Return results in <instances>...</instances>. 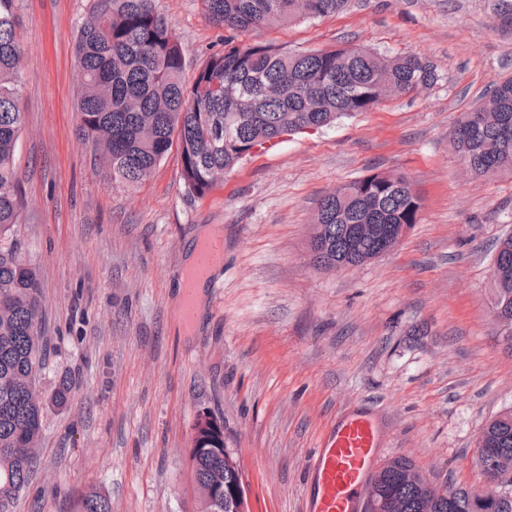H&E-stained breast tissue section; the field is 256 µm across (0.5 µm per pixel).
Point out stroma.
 <instances>
[{"mask_svg": "<svg viewBox=\"0 0 512 512\" xmlns=\"http://www.w3.org/2000/svg\"><path fill=\"white\" fill-rule=\"evenodd\" d=\"M89 0H17L24 128L16 152L21 253L41 288L50 357L38 462L12 512H71L85 491L112 512H196L185 462L207 413L244 476L250 512H306L310 455L345 411L371 412L380 462L404 456L443 486H483L480 432L512 410V352L491 269L512 233V175L476 178L449 131L502 78L512 34L491 0H350L341 14L254 30L238 43L292 52L365 46L433 62L435 85L280 140L192 195L171 151L137 187L113 185L76 136L74 44ZM186 77L223 29L200 0H156ZM422 197L418 224L359 267L314 264L320 199L376 173ZM224 231V264L192 324L178 272L199 227Z\"/></svg>", "mask_w": 512, "mask_h": 512, "instance_id": "1", "label": "stroma"}]
</instances>
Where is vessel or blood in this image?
Wrapping results in <instances>:
<instances>
[{"label":"vessel or blood","mask_w":512,"mask_h":512,"mask_svg":"<svg viewBox=\"0 0 512 512\" xmlns=\"http://www.w3.org/2000/svg\"><path fill=\"white\" fill-rule=\"evenodd\" d=\"M224 261V240L213 237L196 251L185 276L187 289L209 281ZM379 432L366 413L342 416L321 439L309 461L307 512H358L366 475L378 452Z\"/></svg>","instance_id":"obj_1"}]
</instances>
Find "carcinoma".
Segmentation results:
<instances>
[{
	"label": "carcinoma",
	"mask_w": 512,
	"mask_h": 512,
	"mask_svg": "<svg viewBox=\"0 0 512 512\" xmlns=\"http://www.w3.org/2000/svg\"><path fill=\"white\" fill-rule=\"evenodd\" d=\"M154 0H91L76 41L82 83L76 98L78 138L92 147L112 182L134 187L177 149L184 183L203 197L224 173L276 139L332 125L370 112L388 91L408 95L433 86L437 69L414 55L387 57L365 48L285 51L270 43L240 45L248 30L291 25L343 11L348 0H201L205 15L229 32L224 49L208 53L191 85L171 24ZM16 0H0V512L24 491L37 464L44 403L36 394L46 348L40 336V284L15 237L23 201L15 148L23 129L19 71L21 46ZM497 26L512 33V0H494ZM451 144L477 176L512 174V78L456 121ZM421 198L404 176L373 173L336 187L315 216L321 233L311 241L313 259L326 268L360 265L395 246L387 230L420 220ZM358 224H378L382 238L356 239ZM492 269L494 306L508 322L512 351V237L499 240ZM193 431L208 447L190 452L197 483L209 487L236 475L224 464L223 427L207 414ZM478 448L486 487L449 488L434 496L427 477L407 457L378 471L381 512H512V496L488 487L512 472V410L488 420ZM73 512H112L111 500L92 489Z\"/></svg>",
	"instance_id": "1"
}]
</instances>
